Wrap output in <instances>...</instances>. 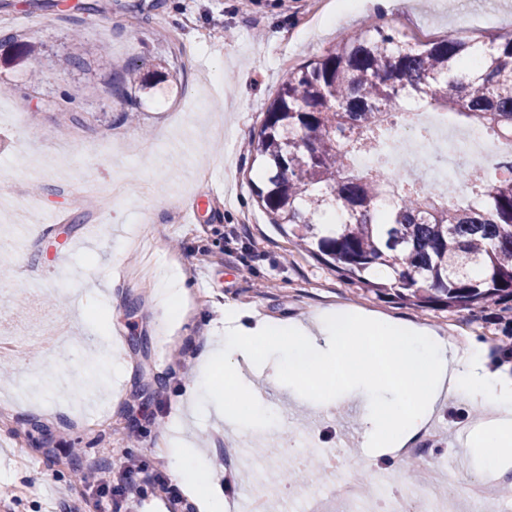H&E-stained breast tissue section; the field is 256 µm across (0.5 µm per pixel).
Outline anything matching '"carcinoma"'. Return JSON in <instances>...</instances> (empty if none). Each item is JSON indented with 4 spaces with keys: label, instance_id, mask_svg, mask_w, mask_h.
Masks as SVG:
<instances>
[{
    "label": "carcinoma",
    "instance_id": "cac0c4a2",
    "mask_svg": "<svg viewBox=\"0 0 512 512\" xmlns=\"http://www.w3.org/2000/svg\"><path fill=\"white\" fill-rule=\"evenodd\" d=\"M127 82L156 86L137 69L115 76ZM410 99L512 137V33L411 42L369 24L288 73L253 147L255 200L290 241L377 297L512 315V163L493 181L459 173L469 204L426 186L401 185L394 196L400 178L348 164ZM331 210L344 220L325 222Z\"/></svg>",
    "mask_w": 512,
    "mask_h": 512
}]
</instances>
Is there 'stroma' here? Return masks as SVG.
<instances>
[{
    "label": "stroma",
    "mask_w": 512,
    "mask_h": 512,
    "mask_svg": "<svg viewBox=\"0 0 512 512\" xmlns=\"http://www.w3.org/2000/svg\"><path fill=\"white\" fill-rule=\"evenodd\" d=\"M76 0L53 8L37 0H0V313L19 336L0 380V482L13 489L8 512H59L91 503L101 483L118 487L130 470L152 467L159 441L173 442L196 389L200 402L190 438L207 449L211 479L225 500L244 503L253 485L274 488L277 512H299L292 487L280 478L288 454L269 460L263 447L235 452L239 481L225 485L221 448L232 445L228 425L209 413L223 371L183 373L168 358L178 347L194 360L210 337L224 333V307L258 319H306L321 308L349 305L436 330L449 327L478 341H505L504 322L459 310H421L379 299L350 284L289 242L270 224L251 191L252 141L288 72L334 48L362 23L385 22L415 40L458 31L476 37L512 31V0H99L101 12L75 10ZM35 40L39 59L17 45ZM79 55L82 67L64 65ZM138 65L163 77L155 97L138 89L112 92V71ZM38 67L41 82L31 83ZM140 182L148 197L104 201L87 213L73 205L79 185ZM42 192H33V185ZM202 204L199 223L183 221L185 207ZM157 225V233L146 230ZM176 261L189 273L191 318L150 326L145 308L151 281L138 277L146 260ZM67 324L66 343L35 341L41 314ZM121 358L123 373L99 393L98 419L83 423L85 368L93 356ZM266 404L277 419L280 447L304 441L310 453L330 448L334 464L303 466L302 486L326 488L323 512H347L331 486L353 469L368 482L444 487L448 464L457 482L483 480L465 450L472 438L467 403L436 418L443 443L421 446L425 470L388 457L368 458L349 430L361 420L359 403L310 426L314 412L287 391L268 386ZM143 431L131 447L130 429ZM85 449L71 468L62 442ZM113 454L106 470L93 464L97 449Z\"/></svg>",
    "instance_id": "obj_1"
}]
</instances>
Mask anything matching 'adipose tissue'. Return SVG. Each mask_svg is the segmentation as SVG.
Wrapping results in <instances>:
<instances>
[{
	"label": "adipose tissue",
	"mask_w": 512,
	"mask_h": 512,
	"mask_svg": "<svg viewBox=\"0 0 512 512\" xmlns=\"http://www.w3.org/2000/svg\"><path fill=\"white\" fill-rule=\"evenodd\" d=\"M152 320L183 317L188 277L163 270ZM201 373L224 368V400L218 406L233 430L263 440L269 428L265 392L243 367L287 386L289 394L319 410L335 411L348 394L362 401L361 434L371 456L404 459L431 417L468 400L479 412L470 451L483 472L503 470L512 446V375L491 367L487 349L472 343L458 351L427 328L353 310H325L309 324L255 320L240 308L224 310V333L198 353ZM206 452L176 441L169 456L174 482L195 488L208 512H224L223 497L207 484Z\"/></svg>",
	"instance_id": "adipose-tissue-1"
}]
</instances>
